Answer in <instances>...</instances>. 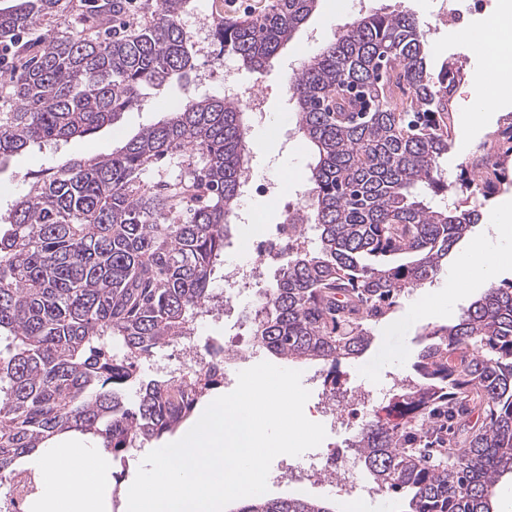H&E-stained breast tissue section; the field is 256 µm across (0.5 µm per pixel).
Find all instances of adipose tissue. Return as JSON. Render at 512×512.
Segmentation results:
<instances>
[{
    "mask_svg": "<svg viewBox=\"0 0 512 512\" xmlns=\"http://www.w3.org/2000/svg\"><path fill=\"white\" fill-rule=\"evenodd\" d=\"M512 242V209L495 213L482 239L457 258V273L447 288L422 298L421 316L440 310L446 301L463 295L467 285L490 282L501 265L503 244ZM30 463L41 473V490L33 512H111V489L107 474L111 459L98 448L88 447L78 437L61 439Z\"/></svg>",
    "mask_w": 512,
    "mask_h": 512,
    "instance_id": "adipose-tissue-1",
    "label": "adipose tissue"
}]
</instances>
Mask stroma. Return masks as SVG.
<instances>
[{
  "mask_svg": "<svg viewBox=\"0 0 512 512\" xmlns=\"http://www.w3.org/2000/svg\"><path fill=\"white\" fill-rule=\"evenodd\" d=\"M368 5L389 12L406 10L415 15L425 33L432 72H439L446 62L463 65L466 75L456 85L450 99L454 120L453 147L440 162L445 180L457 182L475 144L496 129L502 118L512 114V95L502 97L497 106L479 120L467 119L469 103L479 91L474 80L477 69L476 49L470 43L459 39L458 28H440L435 23V15L439 10H456L460 8L461 0H368ZM352 19L349 11L332 12L328 0H319L316 11L307 23L280 49L260 74L254 73L240 59L222 50L217 44L213 45L208 60L200 59L196 62L200 68L207 64L217 69L227 65L234 67L240 73L246 91L263 94L268 122L263 126L251 127L249 140L253 143L261 140L270 142L271 148L268 152L254 156L257 175L283 182L286 198L295 197L297 192L307 190L310 162L308 148L295 126L294 105L289 99L288 87L301 65L333 35L337 26L351 22ZM66 32H80L98 39L105 36L104 29L90 26L82 0H62V9L58 16L43 21L34 30L23 32L22 37L28 43ZM223 93L222 82H201L193 74L186 78L171 79L160 87L147 86L142 90L138 107L124 112L116 126L104 127L86 138H73L42 148L34 146L6 158L0 162V183L12 184L13 192L9 195L0 194V214L8 213L16 196L26 191L37 174L56 166L60 161L110 154L121 140L156 123L186 97L204 98L220 96ZM243 204L246 221L237 226L224 249V259L228 262L250 258L253 225L271 226L283 223L285 219L283 200L253 192L244 198ZM447 285L448 274L443 271L435 281L402 297L397 314L403 317V326L395 329L386 323L378 327L370 350L358 361L342 365L338 373V389L343 391L360 382L378 384L389 371L403 376L409 375L422 330L428 326L454 323L462 310L486 290L482 284L473 286L456 301L451 310L421 320L413 318L412 313L422 295Z\"/></svg>",
  "mask_w": 512,
  "mask_h": 512,
  "instance_id": "stroma-1",
  "label": "stroma"
}]
</instances>
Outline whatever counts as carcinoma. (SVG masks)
Listing matches in <instances>:
<instances>
[{
	"mask_svg": "<svg viewBox=\"0 0 512 512\" xmlns=\"http://www.w3.org/2000/svg\"><path fill=\"white\" fill-rule=\"evenodd\" d=\"M196 0H155L129 34L98 41L71 33L20 48L0 114V159L34 145L114 125L145 86L194 68L181 24ZM318 0H274L221 18L213 39L261 73L314 13ZM61 0H8L0 38L59 13ZM125 0H97L89 22L120 18ZM416 19L370 10L333 34L294 74L296 127L310 154L309 203L298 221L318 232L257 304L259 348L286 362L336 371L372 346L373 328L399 299L433 279L482 214L424 194L457 189L486 199L509 177L507 118L467 159L477 178L441 180L453 141L450 99L463 68L434 76ZM242 103L184 100L105 156L67 159L19 196L0 230V475L67 433L91 435L113 458L158 439L197 407L187 387L221 375L146 377L155 350L195 335L249 162ZM184 168L164 190L142 175L167 155ZM134 396H129V391ZM352 436L358 462L403 512H498L512 474V283L487 289L457 322L428 326L412 373ZM448 426L438 465L420 446ZM236 512H332L308 496H251Z\"/></svg>",
	"mask_w": 512,
	"mask_h": 512,
	"instance_id": "1",
	"label": "carcinoma"
}]
</instances>
